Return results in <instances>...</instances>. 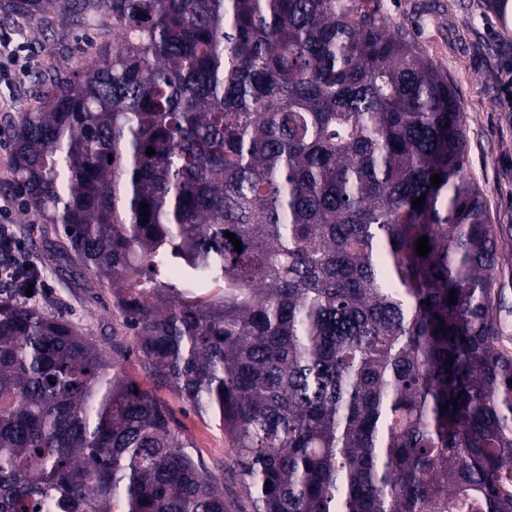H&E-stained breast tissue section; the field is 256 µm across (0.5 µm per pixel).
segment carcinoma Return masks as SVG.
Listing matches in <instances>:
<instances>
[{"label": "carcinoma", "instance_id": "cac0c4a2", "mask_svg": "<svg viewBox=\"0 0 512 512\" xmlns=\"http://www.w3.org/2000/svg\"><path fill=\"white\" fill-rule=\"evenodd\" d=\"M361 2L8 3L110 37L35 77L14 178L153 383L224 430L249 510L118 366L125 341L15 288L0 512H512V347L461 105Z\"/></svg>", "mask_w": 512, "mask_h": 512}]
</instances>
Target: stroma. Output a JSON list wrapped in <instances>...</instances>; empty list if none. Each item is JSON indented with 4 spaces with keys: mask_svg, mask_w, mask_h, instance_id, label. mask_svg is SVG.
I'll return each instance as SVG.
<instances>
[{
    "mask_svg": "<svg viewBox=\"0 0 512 512\" xmlns=\"http://www.w3.org/2000/svg\"><path fill=\"white\" fill-rule=\"evenodd\" d=\"M364 8L391 27L405 28L413 41L456 88L464 115L467 166L481 190L491 223L498 230L499 270L494 288L501 293L502 332L512 336V106L504 100L503 83L512 75V29L488 0H364ZM0 35L23 45L24 68L0 57V225L12 228L43 288L33 304L62 310L96 340L126 335L112 306V292L98 287L93 276L69 273L49 262L46 251L66 247L58 233L44 230L39 219L23 216L19 189L10 172L11 151L4 116L34 103L36 75L48 67L97 55L103 39L89 27L43 26L25 17L0 12ZM125 374L142 388L153 389L169 410L179 438L191 455L216 477L224 478L230 450L216 423L199 416L172 390L154 388L142 360L127 352Z\"/></svg>",
    "mask_w": 512,
    "mask_h": 512,
    "instance_id": "obj_1",
    "label": "stroma"
}]
</instances>
